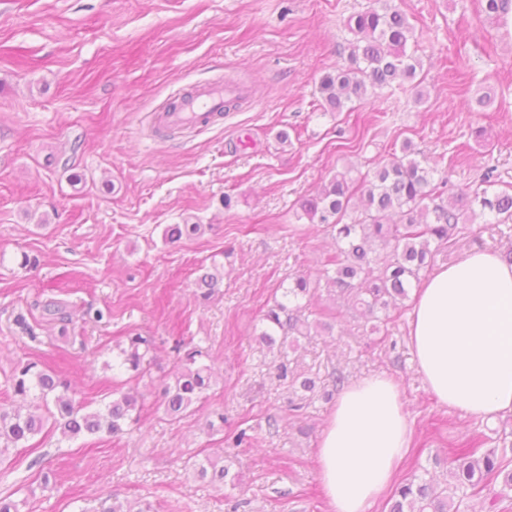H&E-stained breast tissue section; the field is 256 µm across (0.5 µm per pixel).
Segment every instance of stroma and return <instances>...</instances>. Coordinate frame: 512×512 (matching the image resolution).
<instances>
[{"instance_id": "stroma-1", "label": "stroma", "mask_w": 512, "mask_h": 512, "mask_svg": "<svg viewBox=\"0 0 512 512\" xmlns=\"http://www.w3.org/2000/svg\"><path fill=\"white\" fill-rule=\"evenodd\" d=\"M394 2L414 28L423 97L406 83L332 112L320 81L348 60V19L376 0H0V404L22 359L66 370L92 408L123 385L143 399L140 427L123 435L47 430L13 450L0 496L25 500L23 512H105L116 499L154 512H227L235 501L240 512H329L314 453L339 376L399 382L413 445L398 481H446L435 454L473 432L489 449L512 444V416L464 419L426 390L409 307L373 324L323 287L316 304L333 308L332 330L295 349L258 340L290 276L334 255L297 213L336 171L366 173L408 144L449 166L452 185L478 188L489 169L512 187V28L477 0ZM227 81L244 88L241 107L202 129L159 127L175 98ZM487 90L492 103L470 109ZM170 224L201 230L170 243ZM473 248L511 249L512 223L473 219L431 264ZM212 266L224 280L205 300L195 281ZM51 300L71 323L45 314ZM131 333L159 342L138 379L111 366ZM178 340L204 348L216 383L174 420L157 391ZM305 377L314 391L300 388ZM218 411L220 431L209 426ZM238 428L251 445L226 442ZM197 453L223 456L230 482L195 480L184 462Z\"/></svg>"}]
</instances>
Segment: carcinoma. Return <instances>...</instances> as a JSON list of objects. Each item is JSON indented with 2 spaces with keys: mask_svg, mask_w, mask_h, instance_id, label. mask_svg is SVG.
Listing matches in <instances>:
<instances>
[{
  "mask_svg": "<svg viewBox=\"0 0 512 512\" xmlns=\"http://www.w3.org/2000/svg\"><path fill=\"white\" fill-rule=\"evenodd\" d=\"M482 2L485 14L497 21L512 13V0ZM348 26L360 35L351 44L348 65L326 74L320 83L333 112L343 111L349 102L368 103L377 91L396 83L412 82L422 68L421 60L408 52L413 26L392 0H377L376 8L350 17ZM404 151V156L394 155L356 180L349 169L336 172L299 204L312 226L335 233L333 269L323 273L327 284L347 305L368 316L396 309L408 299L427 267L431 247L447 245L466 214L487 215L499 223L512 220V193L493 189V170L485 173L482 190L465 187L446 196L441 187L449 177L435 183L438 169L425 158L413 157L410 146ZM221 282L218 272L204 271L196 282L200 297L208 299ZM316 296L317 285L308 275L294 276L282 289V300L264 313L259 341L272 347L286 336L305 338L319 328L332 329L305 316ZM154 350L151 337L131 333L120 349L118 366L141 377ZM200 356L202 351L193 349L178 357L171 381L159 391L160 405L173 419L192 412L214 382L211 366L198 363ZM68 389L67 374L61 370L39 369L30 362L15 368L11 390L17 404L0 405V462L48 423L67 439L100 432L114 436L140 425L142 406L136 395L116 390L110 402L90 409L68 395ZM482 445L478 435L462 438L449 446L443 463L454 483L474 494L502 480V489L490 499V508L497 509L512 491V458L494 449L479 455ZM190 470L195 479L213 486L224 484L229 475L218 456L196 460ZM461 503L448 488L415 476L396 488L390 512H460Z\"/></svg>",
  "mask_w": 512,
  "mask_h": 512,
  "instance_id": "cac0c4a2",
  "label": "carcinoma"
}]
</instances>
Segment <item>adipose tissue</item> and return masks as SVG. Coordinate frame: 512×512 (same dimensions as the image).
I'll use <instances>...</instances> for the list:
<instances>
[{"label":"adipose tissue","mask_w":512,"mask_h":512,"mask_svg":"<svg viewBox=\"0 0 512 512\" xmlns=\"http://www.w3.org/2000/svg\"><path fill=\"white\" fill-rule=\"evenodd\" d=\"M409 345L426 389L461 417L512 414V264L471 250L414 291ZM411 445L410 415L386 374L346 386L315 450L331 512H372Z\"/></svg>","instance_id":"ef3b65f1"}]
</instances>
